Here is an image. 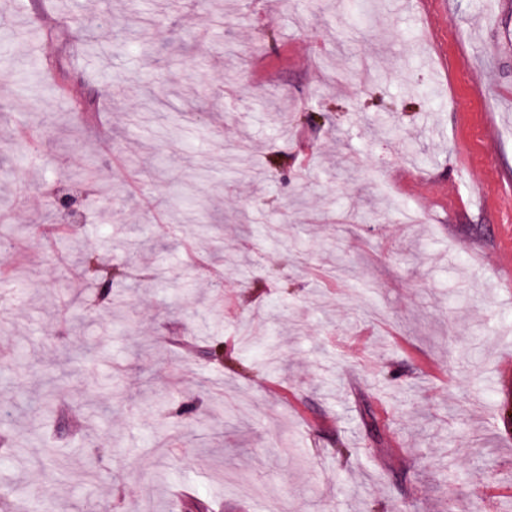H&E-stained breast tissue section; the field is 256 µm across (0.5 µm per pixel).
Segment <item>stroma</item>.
Here are the masks:
<instances>
[{"instance_id":"1","label":"stroma","mask_w":512,"mask_h":512,"mask_svg":"<svg viewBox=\"0 0 512 512\" xmlns=\"http://www.w3.org/2000/svg\"><path fill=\"white\" fill-rule=\"evenodd\" d=\"M500 2L0 0V512H512Z\"/></svg>"}]
</instances>
